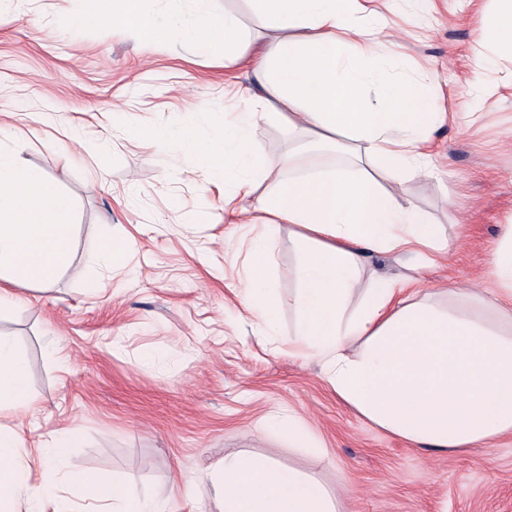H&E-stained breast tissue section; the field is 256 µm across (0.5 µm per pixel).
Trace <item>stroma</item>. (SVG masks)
I'll return each mask as SVG.
<instances>
[{
	"label": "stroma",
	"mask_w": 512,
	"mask_h": 512,
	"mask_svg": "<svg viewBox=\"0 0 512 512\" xmlns=\"http://www.w3.org/2000/svg\"><path fill=\"white\" fill-rule=\"evenodd\" d=\"M77 0H17L0 12V140L18 142L76 206L75 249L46 289L15 288L0 312L28 365L38 402L25 439L81 430L75 472H101L168 498L169 512H214L192 475L241 451L345 486L344 512H512V435L464 452L425 450L373 426L347 406L321 366L292 355V308L259 341L239 290L236 250L255 232L224 209L223 188L177 141L123 132L193 122L216 139L243 108L247 67L196 56L191 46L144 42L106 24L63 26ZM495 0H406L381 37L395 60L432 77L448 114L433 138L434 174L402 192L430 217L449 250L419 272L437 306L469 310L462 292L485 288L492 253L512 225V59L492 58L490 97L472 82L485 55L477 30ZM209 113L198 121V113ZM105 144L94 156L89 145ZM134 240L123 268L97 262L100 237ZM271 247L281 296L296 286L293 228ZM95 277L98 290L87 294ZM61 354H54V347ZM299 418L313 437L296 448L260 421Z\"/></svg>",
	"instance_id": "obj_1"
}]
</instances>
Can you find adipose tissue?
<instances>
[{
	"mask_svg": "<svg viewBox=\"0 0 512 512\" xmlns=\"http://www.w3.org/2000/svg\"><path fill=\"white\" fill-rule=\"evenodd\" d=\"M79 20L104 22L148 42L188 43L225 65L251 64L259 93L224 119L221 138L200 140L194 127L160 129L229 187L239 213L263 224L246 245L243 303L261 339L276 335L281 304L297 315L292 352L319 361L328 384L373 426L433 450L460 451L512 433V235L493 252L488 288L474 312L452 314L423 300L418 278L364 280L372 253L414 255L433 265L446 240L401 193L431 173V133L444 113L423 83L386 52L385 11L399 0H250L271 38L254 51L232 12L193 0L194 19L150 10L148 0H82ZM274 120L296 136L293 159L321 152L335 165L279 180L258 193L274 160L257 152L254 131ZM295 228L296 289L281 299L270 260L279 225ZM73 203L18 150L0 141V311L13 287L45 288L70 263ZM27 364L0 334V413L31 412ZM77 429L26 444L21 424L0 423V512H167L164 496L142 497L103 474L69 469ZM46 480L30 483L33 470ZM216 512H340V498L318 478L249 454L226 458L199 476Z\"/></svg>",
	"mask_w": 512,
	"mask_h": 512,
	"instance_id": "ef3b65f1",
	"label": "adipose tissue"
}]
</instances>
